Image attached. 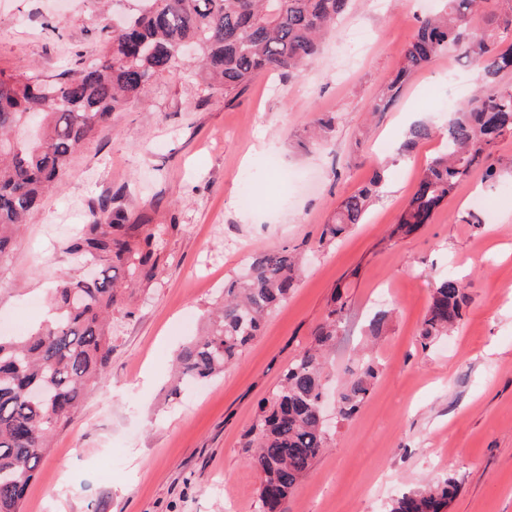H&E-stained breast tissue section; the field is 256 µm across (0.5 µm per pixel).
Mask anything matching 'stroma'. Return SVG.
Wrapping results in <instances>:
<instances>
[{"label":"stroma","instance_id":"1","mask_svg":"<svg viewBox=\"0 0 512 512\" xmlns=\"http://www.w3.org/2000/svg\"><path fill=\"white\" fill-rule=\"evenodd\" d=\"M436 0H351L312 64L286 80L257 77L236 98L206 96L181 73L113 113L71 157L59 188L0 264V325L33 328L52 280L88 267L65 251L90 211L107 203L158 233L154 274H118L112 354L70 423L52 438L23 512H255L258 476L240 438L259 400L312 338L335 291L344 332L327 355L337 385L350 355L372 352L379 376L349 422L288 498L284 512H387L408 490L454 476L446 512H512V136L490 148L496 184L474 170L431 223L392 230L439 138L401 152L412 125L441 124L481 71L459 53L413 74L383 112L418 19ZM134 0H0V72L32 65L53 77L89 63L106 18ZM333 118L326 138L322 119ZM384 163L363 223L324 236L339 203ZM254 197L242 205V187ZM486 198L473 211L471 197ZM305 256L299 282L261 335L202 396L169 394L179 345L200 333L224 290L262 251ZM466 286L453 333L422 346L419 327L440 276ZM386 314L381 335L367 333ZM71 463L68 479L59 467Z\"/></svg>","mask_w":512,"mask_h":512}]
</instances>
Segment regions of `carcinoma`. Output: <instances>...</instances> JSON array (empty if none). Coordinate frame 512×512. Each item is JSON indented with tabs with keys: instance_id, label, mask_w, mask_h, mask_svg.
<instances>
[{
	"instance_id": "carcinoma-1",
	"label": "carcinoma",
	"mask_w": 512,
	"mask_h": 512,
	"mask_svg": "<svg viewBox=\"0 0 512 512\" xmlns=\"http://www.w3.org/2000/svg\"><path fill=\"white\" fill-rule=\"evenodd\" d=\"M126 29L108 36L104 55L79 70L49 79L28 68L0 72V264L14 236L58 187L74 151L106 128L112 113L141 97L158 81L187 67L204 90L233 99L259 73L277 71L292 79L318 51L319 39L336 28L350 0H137ZM441 11L420 18L394 78L374 111L395 101L403 83L440 56L455 50L480 64L482 86L452 110L437 129L410 128L401 146L438 136L442 151L423 169L399 216L396 232L428 224L441 204L473 170L485 181L499 174L489 163L490 146L512 135V87L500 84L512 73V0H441ZM384 170L336 208L333 237L360 224L378 195ZM156 233L149 224L95 220L67 251L101 270L93 278L55 281L47 317L22 337L0 336V512H22L26 491L49 453L55 432L77 408L87 384L104 370L112 351V311L118 289L109 271L130 275L156 265ZM298 282V262L288 247L257 254L245 273L224 283V303L204 333L176 357L178 379L198 382L224 373L260 335L265 316L287 301ZM464 284L450 275L438 280L421 323L424 345L448 334L462 317ZM341 298L334 299L315 329L312 344L284 370L277 388L258 404L241 447L258 476L256 512H282V505L328 447L319 401L326 391L324 351L344 331ZM378 376L373 359L349 367L337 396V418L351 419ZM451 478L429 483L397 498L389 512H443L457 495Z\"/></svg>"
}]
</instances>
